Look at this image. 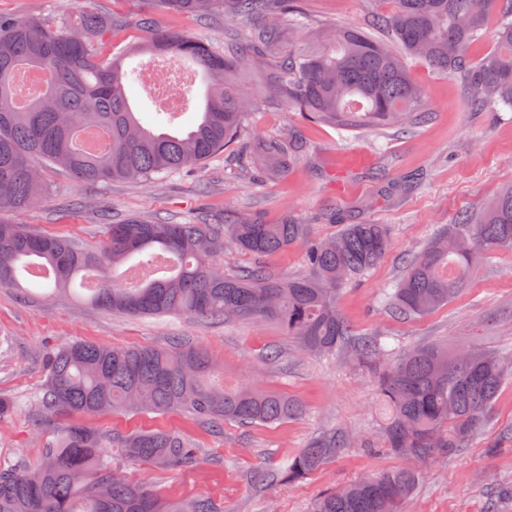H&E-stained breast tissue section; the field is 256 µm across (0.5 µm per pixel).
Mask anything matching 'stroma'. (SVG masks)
<instances>
[{
	"mask_svg": "<svg viewBox=\"0 0 512 512\" xmlns=\"http://www.w3.org/2000/svg\"><path fill=\"white\" fill-rule=\"evenodd\" d=\"M299 42H315L325 26H362L390 0H306ZM424 92L429 118L397 134L342 138L297 113L283 114L270 89L248 120L247 131L263 137L282 133L292 122L306 144V156L279 177L248 182L233 165L215 157L205 165L150 185L124 180L76 181L61 169L43 172L50 198L27 211L0 218L97 247L107 223L135 215L204 223L226 212L260 215L270 223L285 213L299 215L313 237L336 233L323 221L335 208L338 221L388 225L392 245L381 262L339 292L337 307L356 335L391 343L387 360L424 344L458 352L479 348L512 361V250L480 260L458 297L425 317L401 319L383 306L384 288L399 279L406 255L419 251L459 214L474 212L512 185V114L469 108L461 82L440 76L422 62L410 66ZM78 216L61 218L68 204ZM186 339L207 349L231 384L248 383L298 399L301 417L247 428L225 423L215 431L187 411L166 414L111 412L85 417L104 436L149 430L178 433L200 448L194 468L144 467L121 461L125 475L155 487L169 501L206 495L224 512H308L320 493L365 475L404 466L420 481L400 512H512V385L499 392L482 428L453 454L403 460L380 449L382 427L374 376L349 353L323 356L303 349L278 323L237 319L198 321L186 317L137 318L95 307L67 294L25 300L14 288H0V396L14 400V412L0 419V461L36 462L46 439L72 422L69 414L38 421L28 400L45 380L52 350L73 341L102 346H167ZM336 431L350 445L307 479L283 483L280 471L320 435Z\"/></svg>",
	"mask_w": 512,
	"mask_h": 512,
	"instance_id": "35a3bbf8",
	"label": "stroma"
}]
</instances>
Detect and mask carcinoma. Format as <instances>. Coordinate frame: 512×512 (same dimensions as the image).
Returning <instances> with one entry per match:
<instances>
[{"mask_svg":"<svg viewBox=\"0 0 512 512\" xmlns=\"http://www.w3.org/2000/svg\"><path fill=\"white\" fill-rule=\"evenodd\" d=\"M375 18L383 36L340 27L322 46L293 35L305 19L302 0H146L130 16L151 31L134 53L186 60L202 75L204 107L184 135L144 126L126 95L134 72L124 53H102L115 38L112 15L73 7L48 22L23 14L0 18V213L42 203L50 186L37 165L59 166L80 182L137 179L146 184L202 166L222 154L249 176L286 173L305 153L291 124L277 137H244L261 101L244 82L260 72L284 112L363 136L415 125L426 102L409 71L420 60L436 74L461 77L476 111H512V0H393ZM223 17L224 47L178 30L155 31L153 15ZM494 45L480 58L475 47L489 27ZM309 225L287 213L275 224L252 214L232 222L173 223L132 216L107 225L91 251L79 243L0 220V288L44 298L96 287L95 306L131 316H187L203 321L274 320L312 352L334 355L354 344L357 358L376 379L384 411L386 450L425 460L467 447L501 388L512 380V362L484 349L467 355L436 345L412 349L388 367L376 363L379 338L353 341L336 307L338 292L373 269L391 247L384 224H342L310 243L307 272L277 275L265 259L308 237ZM252 262L223 272L211 257L226 245ZM512 250V187L476 214L465 213L418 254L383 302L400 318L422 317L448 305L472 275L477 260ZM161 253L168 268L136 283L116 278L134 257L147 263ZM29 278L30 287L21 285ZM210 354L187 341L168 347H108L72 342L46 359V378L30 404L41 418L54 413L100 414L116 410L167 413L187 410L216 429L226 422L273 425L303 414L283 392L215 383ZM340 433L310 442L280 473L281 481L306 479L346 447ZM151 467L197 466L199 449L167 431L114 434L70 425L54 435L39 462L0 463V512H224L207 497L168 502L152 487L127 477L112 451ZM419 474L392 469L318 495L309 512H398Z\"/></svg>","mask_w":512,"mask_h":512,"instance_id":"carcinoma-1","label":"carcinoma"}]
</instances>
